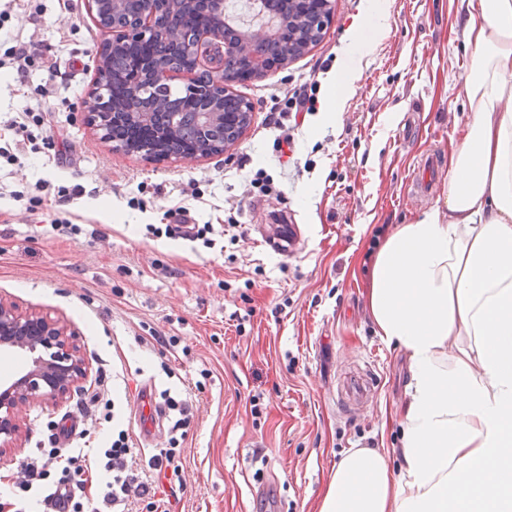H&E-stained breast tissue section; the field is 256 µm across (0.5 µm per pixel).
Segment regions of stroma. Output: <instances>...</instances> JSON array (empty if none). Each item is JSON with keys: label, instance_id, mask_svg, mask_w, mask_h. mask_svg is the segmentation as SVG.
I'll use <instances>...</instances> for the list:
<instances>
[{"label": "stroma", "instance_id": "35a3bbf8", "mask_svg": "<svg viewBox=\"0 0 512 512\" xmlns=\"http://www.w3.org/2000/svg\"><path fill=\"white\" fill-rule=\"evenodd\" d=\"M366 2L336 0L305 55L237 85L253 117L225 153L156 162L114 149L88 123L98 50L110 34L87 0H13L0 54L30 40L40 57L24 80L0 77V114L21 110L38 86L52 94L38 153L0 164V297L74 330L89 374L64 402L23 409L21 446L0 452L9 461L0 470L7 512H39L41 491L22 487L20 464L54 448L66 417L90 434L71 443L86 458L47 481L83 485L81 502L98 512L113 510L98 449L116 427L139 450L133 473L170 438L182 450L181 471L160 477L156 503L133 496L125 512H315L343 452L398 447L394 413L408 361L373 331L372 238L445 208L447 170L423 198L410 191L412 165L460 138L470 57L459 0H385L386 30L328 112ZM302 89L313 90L316 109L298 113L284 154L272 118ZM260 169L275 193L251 187ZM40 180L47 188L34 204ZM183 207L213 225L212 244L152 235L178 223ZM64 218L78 235L53 231ZM230 222L243 230L234 243L224 235ZM280 224L298 227L288 254L268 245ZM355 366L370 370L374 394L345 416L336 387ZM148 384L168 412L146 443L134 412Z\"/></svg>", "mask_w": 512, "mask_h": 512}]
</instances>
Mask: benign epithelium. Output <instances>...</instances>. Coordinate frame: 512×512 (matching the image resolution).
Segmentation results:
<instances>
[{
    "mask_svg": "<svg viewBox=\"0 0 512 512\" xmlns=\"http://www.w3.org/2000/svg\"><path fill=\"white\" fill-rule=\"evenodd\" d=\"M303 9L301 21L311 31L323 35L335 10V0H300ZM150 8L137 23L120 30L112 45H133L147 40L162 31L160 18L174 4V0H149ZM276 29L264 24L246 32V39L238 42L209 29L199 32L189 50L200 66L215 76L214 82L205 88L188 79L185 90L207 101L199 113V130L205 135L214 130L222 115L220 107L224 95L234 92V87L243 80L258 77L274 69H282L296 58L290 52L283 58L271 62L251 52V49L274 37ZM230 56L245 58L243 73L224 78L223 62ZM175 74L167 65L157 68L150 82L137 91L142 97L158 86L169 84ZM89 109L102 120L95 121L96 130L105 131L104 123L112 125L123 122L126 109L117 106L109 97L106 88L94 93ZM74 333L57 322L38 314H19L12 303L0 298V352L22 351L31 355L28 367L16 378L0 385V447L14 446L22 439L19 421L21 408L30 402L57 404L67 398L72 388L88 377V368L73 342Z\"/></svg>",
    "mask_w": 512,
    "mask_h": 512,
    "instance_id": "1",
    "label": "benign epithelium"
}]
</instances>
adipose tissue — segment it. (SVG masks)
<instances>
[{"label":"adipose tissue","mask_w":512,"mask_h":512,"mask_svg":"<svg viewBox=\"0 0 512 512\" xmlns=\"http://www.w3.org/2000/svg\"><path fill=\"white\" fill-rule=\"evenodd\" d=\"M460 11L448 210L397 225L367 290L377 335L409 359L400 446L345 452L319 512H512V0Z\"/></svg>","instance_id":"ef3b65f1"}]
</instances>
